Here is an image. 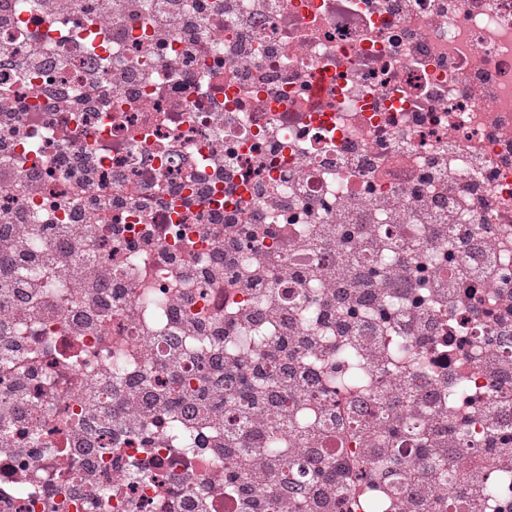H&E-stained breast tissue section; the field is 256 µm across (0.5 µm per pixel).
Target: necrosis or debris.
<instances>
[{
    "mask_svg": "<svg viewBox=\"0 0 512 512\" xmlns=\"http://www.w3.org/2000/svg\"><path fill=\"white\" fill-rule=\"evenodd\" d=\"M509 425L512 0H0V512H512Z\"/></svg>",
    "mask_w": 512,
    "mask_h": 512,
    "instance_id": "necrosis-or-debris-1",
    "label": "necrosis or debris"
}]
</instances>
